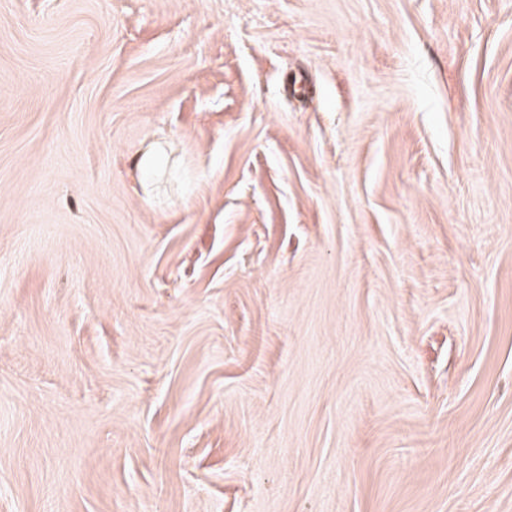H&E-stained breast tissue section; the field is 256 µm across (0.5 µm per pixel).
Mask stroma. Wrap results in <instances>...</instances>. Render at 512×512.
<instances>
[{"instance_id":"1","label":"stroma","mask_w":512,"mask_h":512,"mask_svg":"<svg viewBox=\"0 0 512 512\" xmlns=\"http://www.w3.org/2000/svg\"><path fill=\"white\" fill-rule=\"evenodd\" d=\"M0 512H512V0H0Z\"/></svg>"}]
</instances>
